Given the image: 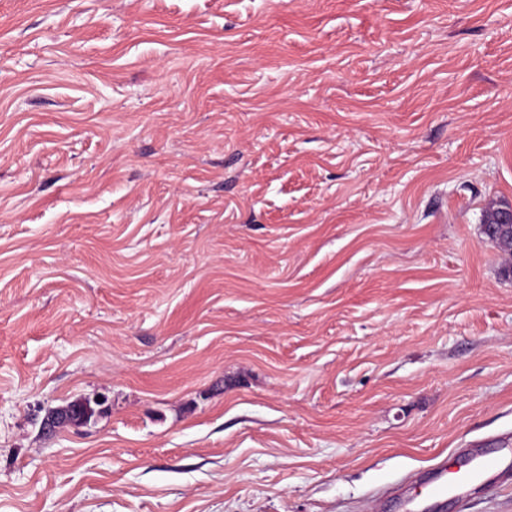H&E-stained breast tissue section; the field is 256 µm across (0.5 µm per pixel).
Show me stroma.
<instances>
[{
  "label": "stroma",
  "instance_id": "obj_1",
  "mask_svg": "<svg viewBox=\"0 0 512 512\" xmlns=\"http://www.w3.org/2000/svg\"><path fill=\"white\" fill-rule=\"evenodd\" d=\"M492 206L512 0H0V512H401L512 438Z\"/></svg>",
  "mask_w": 512,
  "mask_h": 512
}]
</instances>
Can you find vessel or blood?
Returning a JSON list of instances; mask_svg holds the SVG:
<instances>
[{
    "label": "vessel or blood",
    "mask_w": 512,
    "mask_h": 512,
    "mask_svg": "<svg viewBox=\"0 0 512 512\" xmlns=\"http://www.w3.org/2000/svg\"><path fill=\"white\" fill-rule=\"evenodd\" d=\"M494 490L512 481V444L501 441L499 448H459L448 461L437 463L427 474L423 496L403 501L406 512H435L446 500L466 507L473 482Z\"/></svg>",
    "instance_id": "b4317fda"
}]
</instances>
